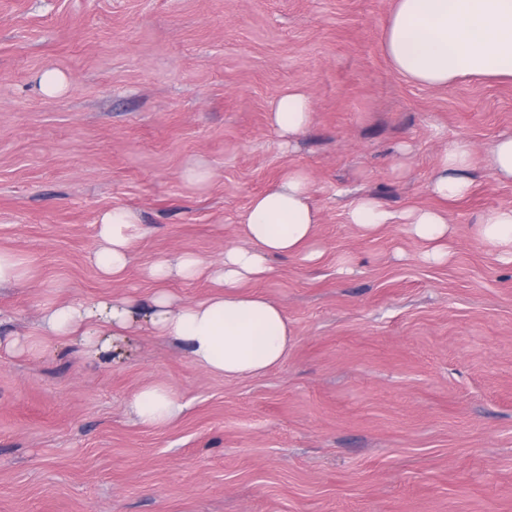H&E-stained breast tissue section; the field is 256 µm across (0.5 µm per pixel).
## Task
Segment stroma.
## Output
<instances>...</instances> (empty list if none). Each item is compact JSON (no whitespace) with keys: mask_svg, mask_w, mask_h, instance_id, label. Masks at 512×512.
<instances>
[{"mask_svg":"<svg viewBox=\"0 0 512 512\" xmlns=\"http://www.w3.org/2000/svg\"><path fill=\"white\" fill-rule=\"evenodd\" d=\"M392 0H0V249L29 278L0 288V338L57 301L92 304L156 286L143 270L183 252L219 258L251 198L307 170L321 256L274 259L250 284L295 343L280 366L205 374L142 329L121 358L68 341L0 352V512H512V265L476 237L512 206L487 157L512 134V81L415 84L383 51ZM63 71L59 97L37 75ZM312 98L307 134L267 120L291 87ZM471 142L469 196L448 207L447 262L407 225L346 223L357 195L434 205L440 153ZM213 172L201 190L190 161ZM146 229L125 278L87 256L99 213ZM168 385L186 409L134 423L133 396ZM181 178L189 188L200 189L209 182L211 172L203 162L190 161L184 167Z\"/></svg>","mask_w":512,"mask_h":512,"instance_id":"35a3bbf8","label":"stroma"}]
</instances>
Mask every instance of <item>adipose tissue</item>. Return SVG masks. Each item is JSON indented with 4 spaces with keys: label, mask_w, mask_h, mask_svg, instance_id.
I'll return each instance as SVG.
<instances>
[{
    "label": "adipose tissue",
    "mask_w": 512,
    "mask_h": 512,
    "mask_svg": "<svg viewBox=\"0 0 512 512\" xmlns=\"http://www.w3.org/2000/svg\"><path fill=\"white\" fill-rule=\"evenodd\" d=\"M383 48L394 70L416 84L445 86L462 76L512 78V0H394L384 29ZM312 101L304 90L292 89L275 99L269 122L285 144L306 134ZM475 149L465 140L440 156L428 190L437 199L454 202L470 191L469 172ZM313 180L299 167L256 194L243 221V240L226 245L220 260L206 262L180 253L154 262L145 276L157 289L149 301L135 296L105 299L92 305L61 301L47 306L33 334L16 333L0 341L15 354H29L43 337L70 341L81 356L102 360L121 353L129 336L150 328L183 347L205 373L238 380L264 375L279 366L294 344L282 308L264 295L246 291L272 271L278 256L313 249L319 211L311 203ZM347 223L364 233L386 224L407 225L411 235L427 243L424 261H447V243L454 234L444 211L411 208L395 212L375 197L358 196L346 212ZM143 233L138 213L117 206L99 214L96 241L89 260L100 276L124 278L131 247ZM480 242L497 258L512 263V207L483 211L474 226ZM206 278L215 290L201 300L183 301L166 290L167 282ZM135 423L161 426L184 410L174 391L152 383L138 391L129 405Z\"/></svg>",
    "instance_id": "1"
}]
</instances>
